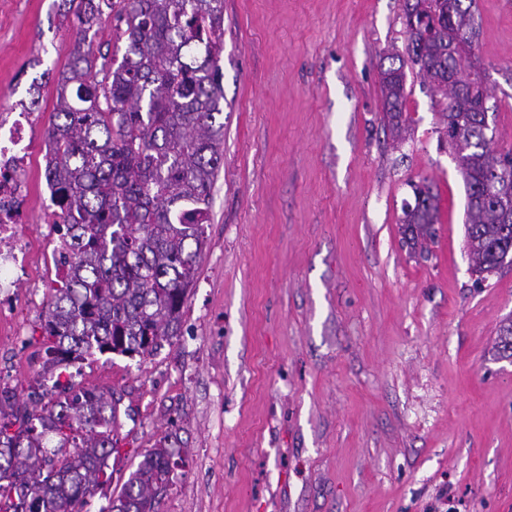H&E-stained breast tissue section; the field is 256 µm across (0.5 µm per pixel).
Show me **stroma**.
<instances>
[{
    "label": "stroma",
    "instance_id": "obj_1",
    "mask_svg": "<svg viewBox=\"0 0 512 512\" xmlns=\"http://www.w3.org/2000/svg\"><path fill=\"white\" fill-rule=\"evenodd\" d=\"M488 119L512 150V0H475ZM61 0H0V113L28 102V184L0 337V388L27 397L56 285L45 179L56 79L76 39ZM404 0H224L223 161L178 336L97 354L72 391L119 402L104 512L159 443L183 460L159 512H512V268L477 282L466 195L433 90L406 71L408 130L385 126L380 65L403 50ZM436 236L404 241L412 183Z\"/></svg>",
    "mask_w": 512,
    "mask_h": 512
}]
</instances>
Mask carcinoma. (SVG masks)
Listing matches in <instances>:
<instances>
[{
    "mask_svg": "<svg viewBox=\"0 0 512 512\" xmlns=\"http://www.w3.org/2000/svg\"><path fill=\"white\" fill-rule=\"evenodd\" d=\"M63 2L79 37L47 131L45 178L61 223L39 383L52 380L56 397L43 391L31 408L0 389V502L13 512H87L88 499L111 481L116 401L95 388L68 395L57 370L97 352L150 355L178 335L223 159L224 0ZM474 13V0H405L407 42L381 71V91L399 136L406 66L434 85L435 106L457 136L471 267L490 275L512 251V153L494 148L478 71L448 52L455 39L475 42ZM109 20L124 38L120 60L88 40ZM414 192L423 199L404 219L413 241L430 233L438 214L429 187ZM49 436L57 447H46ZM179 466L164 446L148 450L108 512H158ZM18 472L28 476L30 501L13 480Z\"/></svg>",
    "mask_w": 512,
    "mask_h": 512,
    "instance_id": "1",
    "label": "carcinoma"
}]
</instances>
